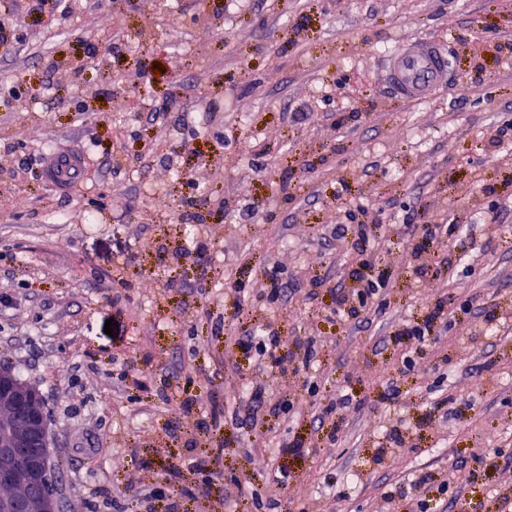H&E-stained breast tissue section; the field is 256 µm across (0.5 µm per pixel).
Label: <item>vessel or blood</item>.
Listing matches in <instances>:
<instances>
[{
    "label": "vessel or blood",
    "mask_w": 512,
    "mask_h": 512,
    "mask_svg": "<svg viewBox=\"0 0 512 512\" xmlns=\"http://www.w3.org/2000/svg\"><path fill=\"white\" fill-rule=\"evenodd\" d=\"M380 69L383 87L407 103L429 100L450 75L444 46L424 38L400 41L383 56ZM82 166L79 154L54 153L48 157L46 173L52 185L68 187L77 184Z\"/></svg>",
    "instance_id": "vessel-or-blood-1"
}]
</instances>
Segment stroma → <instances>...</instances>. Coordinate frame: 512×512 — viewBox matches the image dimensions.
<instances>
[{"mask_svg": "<svg viewBox=\"0 0 512 512\" xmlns=\"http://www.w3.org/2000/svg\"><path fill=\"white\" fill-rule=\"evenodd\" d=\"M224 4L0 15L26 35L0 53V83L36 91L22 111L0 100V364L39 390L65 512H125L156 486L168 495L138 512H201L237 477L257 512H413L420 498L512 512V132L489 142L512 115V13L503 0ZM205 26L215 39L198 40ZM406 36L448 49L451 77L425 104L377 80ZM147 61L163 67L148 82ZM172 98L187 115L159 143L154 111ZM69 149L88 159L64 191L41 160ZM182 170L216 204L201 263ZM360 204L375 216L368 252L338 254L328 235ZM75 211L89 222H66ZM274 264L271 310L252 285ZM229 278L247 290L238 312ZM365 279L388 281L383 304L333 316ZM445 297L450 331L400 336ZM270 322L280 351L316 338L308 376L254 369L237 341ZM278 393L307 451L264 437ZM332 394L352 399L333 418ZM210 413L224 426L199 431Z\"/></svg>", "mask_w": 512, "mask_h": 512, "instance_id": "obj_1", "label": "stroma"}]
</instances>
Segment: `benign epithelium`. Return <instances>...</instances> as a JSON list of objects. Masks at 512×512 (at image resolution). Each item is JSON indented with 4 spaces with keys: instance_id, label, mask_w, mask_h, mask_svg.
I'll return each mask as SVG.
<instances>
[{
    "instance_id": "benign-epithelium-1",
    "label": "benign epithelium",
    "mask_w": 512,
    "mask_h": 512,
    "mask_svg": "<svg viewBox=\"0 0 512 512\" xmlns=\"http://www.w3.org/2000/svg\"><path fill=\"white\" fill-rule=\"evenodd\" d=\"M47 470L37 388L0 367V512H60Z\"/></svg>"
}]
</instances>
